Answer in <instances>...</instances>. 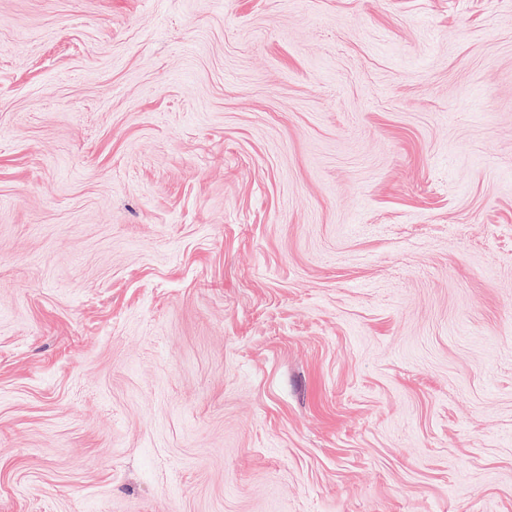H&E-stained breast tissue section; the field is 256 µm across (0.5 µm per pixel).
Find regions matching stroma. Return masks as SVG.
Masks as SVG:
<instances>
[{"label":"stroma","instance_id":"35a3bbf8","mask_svg":"<svg viewBox=\"0 0 512 512\" xmlns=\"http://www.w3.org/2000/svg\"><path fill=\"white\" fill-rule=\"evenodd\" d=\"M0 512H512V0H0Z\"/></svg>","mask_w":512,"mask_h":512}]
</instances>
